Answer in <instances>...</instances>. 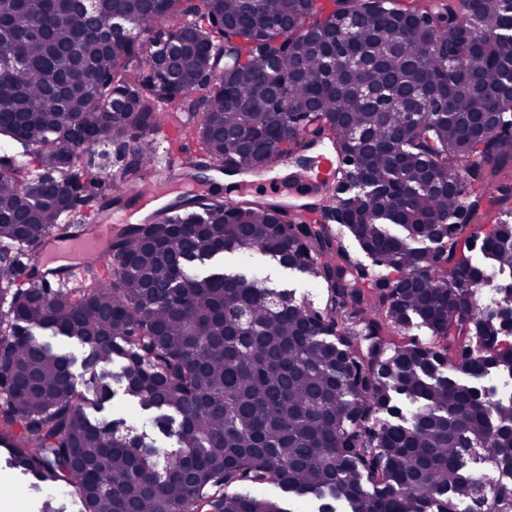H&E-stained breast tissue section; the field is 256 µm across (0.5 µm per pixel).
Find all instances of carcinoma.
I'll return each mask as SVG.
<instances>
[{
    "mask_svg": "<svg viewBox=\"0 0 512 512\" xmlns=\"http://www.w3.org/2000/svg\"><path fill=\"white\" fill-rule=\"evenodd\" d=\"M0 0V135L38 148L41 171L4 154L0 171V441L9 464L70 487L82 512H291L276 496L343 501L351 512H457L480 484L466 452L512 470V222L466 254L470 226L512 200V0ZM348 14L359 17L349 34ZM164 28L103 46L115 18ZM496 35L478 44L485 32ZM476 90L448 97L453 65ZM177 108L185 134L224 168H262L302 140L343 157L330 212L378 267L369 279L328 225L275 206L213 198L166 208L112 239V274L82 286L55 271L20 280L13 245H42L74 217L70 195L101 187L119 144L135 186L151 134ZM497 126L480 131L477 120ZM226 250L261 252L322 280V311L247 273L193 272ZM419 323L434 342H398ZM80 344L101 407L137 404L179 449L90 420L72 361L31 329ZM490 512H512V486Z\"/></svg>",
    "mask_w": 512,
    "mask_h": 512,
    "instance_id": "1",
    "label": "carcinoma"
}]
</instances>
